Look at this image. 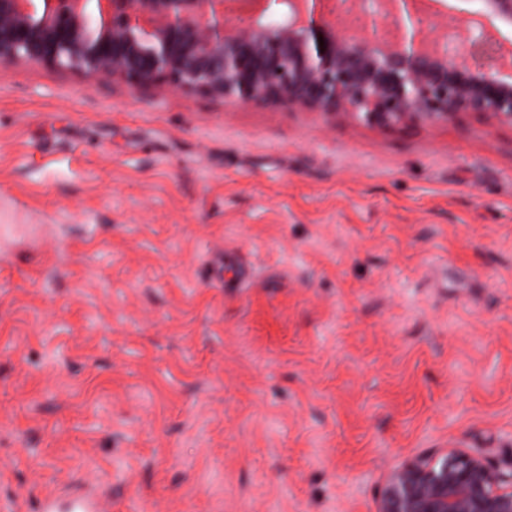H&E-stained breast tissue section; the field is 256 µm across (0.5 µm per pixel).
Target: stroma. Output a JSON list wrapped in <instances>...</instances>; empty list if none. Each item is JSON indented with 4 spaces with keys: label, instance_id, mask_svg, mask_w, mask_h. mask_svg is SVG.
Wrapping results in <instances>:
<instances>
[{
    "label": "stroma",
    "instance_id": "stroma-1",
    "mask_svg": "<svg viewBox=\"0 0 512 512\" xmlns=\"http://www.w3.org/2000/svg\"><path fill=\"white\" fill-rule=\"evenodd\" d=\"M449 448L512 459V130L0 69V501L376 512ZM99 494L94 489H80L68 494L67 511H62V500L59 496H49L42 500L41 512H98Z\"/></svg>",
    "mask_w": 512,
    "mask_h": 512
}]
</instances>
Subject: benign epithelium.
Here are the masks:
<instances>
[{
    "instance_id": "7a95c632",
    "label": "benign epithelium",
    "mask_w": 512,
    "mask_h": 512,
    "mask_svg": "<svg viewBox=\"0 0 512 512\" xmlns=\"http://www.w3.org/2000/svg\"><path fill=\"white\" fill-rule=\"evenodd\" d=\"M331 0H286L283 22L224 30L225 0H0V65L19 61L158 80L235 104L276 101L379 129L455 124L512 128V74L501 44L457 28L432 40L411 0H374L395 39L339 35ZM479 20L512 27V0H477ZM324 45H319V41ZM376 512H512V470L478 453L412 459L384 479Z\"/></svg>"
}]
</instances>
